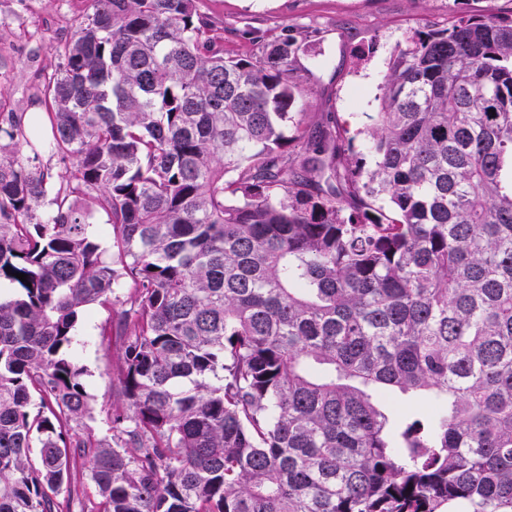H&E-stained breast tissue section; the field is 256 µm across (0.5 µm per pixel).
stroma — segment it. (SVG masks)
I'll use <instances>...</instances> for the list:
<instances>
[{"mask_svg": "<svg viewBox=\"0 0 512 512\" xmlns=\"http://www.w3.org/2000/svg\"><path fill=\"white\" fill-rule=\"evenodd\" d=\"M199 6L223 25L231 56L255 52L257 36L286 27L306 36L311 47L295 59L305 77L301 120L314 128L335 119L362 153L367 146L358 132L378 110L390 58L406 32L472 15L512 20V0H200ZM83 8V0H0V112H39L42 76L56 64L49 46L70 38ZM129 293L121 286L84 312L70 350L93 398L78 430L99 438L112 436L107 400L124 352L112 319Z\"/></svg>", "mask_w": 512, "mask_h": 512, "instance_id": "stroma-1", "label": "stroma"}]
</instances>
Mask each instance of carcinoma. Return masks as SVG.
I'll list each match as a JSON object with an SVG mask.
<instances>
[{"label":"carcinoma","instance_id":"cac0c4a2","mask_svg":"<svg viewBox=\"0 0 512 512\" xmlns=\"http://www.w3.org/2000/svg\"><path fill=\"white\" fill-rule=\"evenodd\" d=\"M87 2L41 89L69 174L0 116V512H512V22L406 39L369 167L285 134L306 39L226 57L199 0ZM124 280L114 446L70 433V349Z\"/></svg>","mask_w":512,"mask_h":512}]
</instances>
